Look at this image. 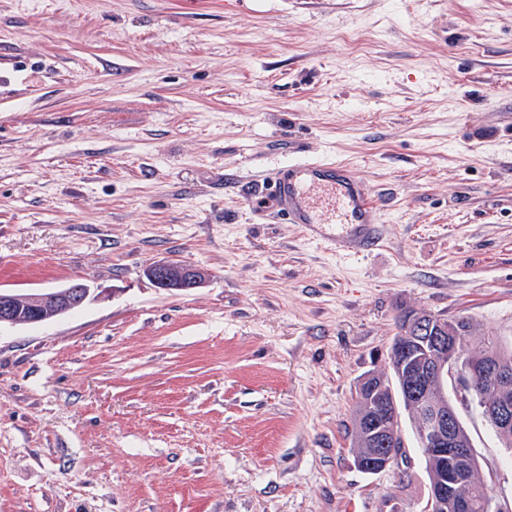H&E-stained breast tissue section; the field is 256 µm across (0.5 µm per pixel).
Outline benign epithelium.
Instances as JSON below:
<instances>
[{
	"mask_svg": "<svg viewBox=\"0 0 512 512\" xmlns=\"http://www.w3.org/2000/svg\"><path fill=\"white\" fill-rule=\"evenodd\" d=\"M146 276L166 291L200 288L210 278L207 269L180 260L153 264ZM91 293L83 282L73 281L59 289L17 293L0 289V328L22 327L51 321L81 308ZM465 329L448 326V320L433 314L410 316L402 336L390 347L388 359L395 378L404 386L407 404L420 409L415 423L418 447L426 461L439 463L438 476L430 482L424 512H471L472 501L461 492L474 465L472 443L461 436L456 413L448 410L443 383L453 372L461 387L474 394L472 385L490 380L508 387L512 377L501 371L494 356L465 359L468 345L458 346ZM364 411L357 427L370 452L358 457L365 474H379L405 455V441L398 439V402L392 395V379L376 372L360 383ZM485 414L498 431L512 428V401L502 399L485 407Z\"/></svg>",
	"mask_w": 512,
	"mask_h": 512,
	"instance_id": "1",
	"label": "benign epithelium"
}]
</instances>
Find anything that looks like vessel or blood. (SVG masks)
I'll list each match as a JSON object with an SVG mask.
<instances>
[{
    "mask_svg": "<svg viewBox=\"0 0 512 512\" xmlns=\"http://www.w3.org/2000/svg\"><path fill=\"white\" fill-rule=\"evenodd\" d=\"M264 183L277 215L316 244L356 255L383 240L372 194L345 164L299 160L272 168Z\"/></svg>",
    "mask_w": 512,
    "mask_h": 512,
    "instance_id": "b4317fda",
    "label": "vessel or blood"
}]
</instances>
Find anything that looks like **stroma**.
<instances>
[{
	"instance_id": "35a3bbf8",
	"label": "stroma",
	"mask_w": 512,
	"mask_h": 512,
	"mask_svg": "<svg viewBox=\"0 0 512 512\" xmlns=\"http://www.w3.org/2000/svg\"><path fill=\"white\" fill-rule=\"evenodd\" d=\"M350 164L382 246L257 223L236 178ZM207 268L165 291L150 265ZM91 288L0 329V512H421L355 465L396 319L512 343V0H0V288ZM479 477L512 451L444 388Z\"/></svg>"
}]
</instances>
